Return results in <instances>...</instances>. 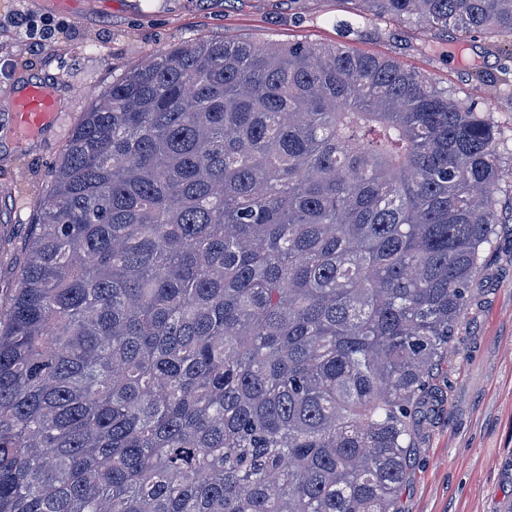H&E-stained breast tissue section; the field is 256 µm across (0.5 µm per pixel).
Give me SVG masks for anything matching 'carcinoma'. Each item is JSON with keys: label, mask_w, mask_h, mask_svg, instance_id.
<instances>
[{"label": "carcinoma", "mask_w": 512, "mask_h": 512, "mask_svg": "<svg viewBox=\"0 0 512 512\" xmlns=\"http://www.w3.org/2000/svg\"><path fill=\"white\" fill-rule=\"evenodd\" d=\"M512 34V0H356ZM345 44L201 39L97 95L0 289V512H398L512 164Z\"/></svg>", "instance_id": "obj_1"}]
</instances>
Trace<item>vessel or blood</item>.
Wrapping results in <instances>:
<instances>
[{"mask_svg": "<svg viewBox=\"0 0 512 512\" xmlns=\"http://www.w3.org/2000/svg\"><path fill=\"white\" fill-rule=\"evenodd\" d=\"M14 127L20 139L44 130L53 122L61 103L47 83L40 80L26 82L21 88H9Z\"/></svg>", "mask_w": 512, "mask_h": 512, "instance_id": "vessel-or-blood-1", "label": "vessel or blood"}]
</instances>
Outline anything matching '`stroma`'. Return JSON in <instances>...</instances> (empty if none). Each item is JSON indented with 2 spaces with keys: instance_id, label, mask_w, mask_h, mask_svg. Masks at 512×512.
I'll return each instance as SVG.
<instances>
[{
  "instance_id": "stroma-1",
  "label": "stroma",
  "mask_w": 512,
  "mask_h": 512,
  "mask_svg": "<svg viewBox=\"0 0 512 512\" xmlns=\"http://www.w3.org/2000/svg\"><path fill=\"white\" fill-rule=\"evenodd\" d=\"M248 37L348 42L398 59L491 113L512 163V90L497 85L504 35L362 21L353 0H0V87L36 78L62 103L51 127L16 142L0 98V285L17 283L20 248L51 167L93 95L170 45ZM468 309L431 383L438 397L413 431L400 512L512 507V208L502 207Z\"/></svg>"
}]
</instances>
